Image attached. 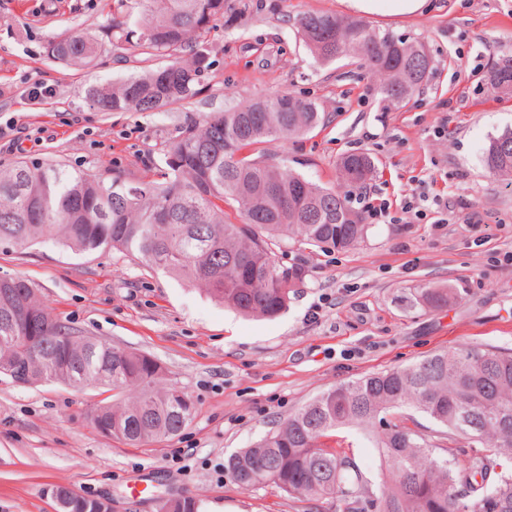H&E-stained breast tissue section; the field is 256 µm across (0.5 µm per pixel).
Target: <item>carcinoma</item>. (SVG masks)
I'll list each match as a JSON object with an SVG mask.
<instances>
[{
	"instance_id": "cac0c4a2",
	"label": "carcinoma",
	"mask_w": 512,
	"mask_h": 512,
	"mask_svg": "<svg viewBox=\"0 0 512 512\" xmlns=\"http://www.w3.org/2000/svg\"><path fill=\"white\" fill-rule=\"evenodd\" d=\"M141 5V18L114 17L106 28L117 46L136 41L148 66L111 88H87L86 99L103 111L161 112L196 96L213 66L206 35L224 16V0ZM295 26L314 63L354 59L373 75L385 109L405 106L432 74L433 60L417 39L328 11L305 12ZM95 32L90 22L59 39L52 57L92 63L100 49ZM484 81L512 96V56L494 63ZM327 122L318 102L290 92L209 112L184 126L153 178L137 184L61 163L14 162L0 168V243L26 249L56 240L83 253L119 251L203 287L243 315L275 318L301 272L271 246L293 241L345 250L367 232L350 202L376 173L369 153L342 155L335 187L263 155L261 145H286ZM482 162L489 174L512 180V129L489 140ZM451 293L424 288L422 298L439 308ZM0 376L111 391L112 401L97 405L91 423L133 447L170 440L193 418L191 397L156 360L80 334L20 277H0ZM406 411L433 428L408 427ZM341 429L376 448L378 481L362 471L353 444L336 441ZM449 444L476 452L449 458ZM225 468L245 490L273 485L334 512H512V352L460 343L330 388L229 455ZM53 494L60 512H109L100 499L64 488ZM157 512H205V504L193 496L161 497Z\"/></svg>"
}]
</instances>
